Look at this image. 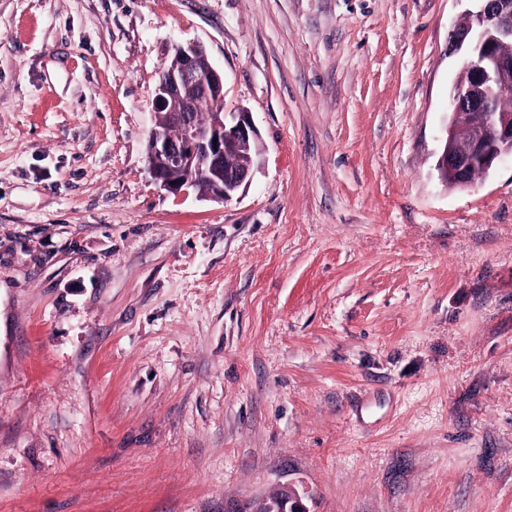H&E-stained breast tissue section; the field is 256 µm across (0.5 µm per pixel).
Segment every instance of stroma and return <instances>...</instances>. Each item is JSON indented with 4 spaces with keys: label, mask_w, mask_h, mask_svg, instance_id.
<instances>
[{
    "label": "stroma",
    "mask_w": 512,
    "mask_h": 512,
    "mask_svg": "<svg viewBox=\"0 0 512 512\" xmlns=\"http://www.w3.org/2000/svg\"><path fill=\"white\" fill-rule=\"evenodd\" d=\"M463 0H0V512H512V160L435 164ZM263 155L151 178L179 42Z\"/></svg>",
    "instance_id": "stroma-1"
}]
</instances>
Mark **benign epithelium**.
<instances>
[{
    "label": "benign epithelium",
    "mask_w": 512,
    "mask_h": 512,
    "mask_svg": "<svg viewBox=\"0 0 512 512\" xmlns=\"http://www.w3.org/2000/svg\"><path fill=\"white\" fill-rule=\"evenodd\" d=\"M474 7L452 31L463 63L451 91L452 124L437 159L440 177L468 185L476 166L490 172L505 156L512 157V112L500 111L496 101L512 90V0H470ZM176 69L163 68L154 89L155 114L167 124H154L147 145L148 171L160 188L180 195L203 177L208 190L201 197L224 203L251 182L254 165L238 160L237 147L256 142L249 113H220L201 125L195 117L196 95L224 96V74L195 41L178 43ZM282 512H309L302 499L283 489Z\"/></svg>",
    "instance_id": "1"
}]
</instances>
